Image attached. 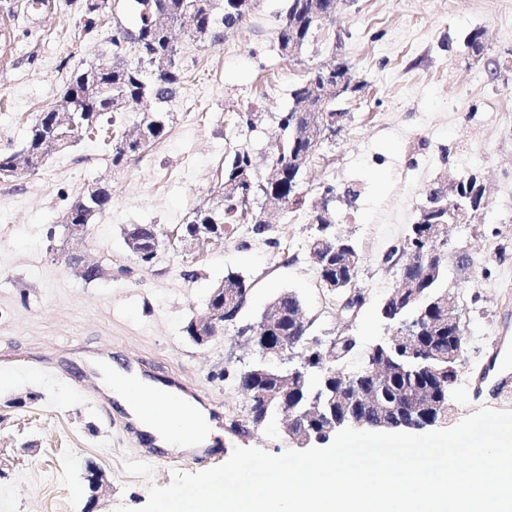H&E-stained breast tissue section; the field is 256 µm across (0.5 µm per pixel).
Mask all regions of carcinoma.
I'll return each mask as SVG.
<instances>
[{"label":"carcinoma","mask_w":512,"mask_h":512,"mask_svg":"<svg viewBox=\"0 0 512 512\" xmlns=\"http://www.w3.org/2000/svg\"><path fill=\"white\" fill-rule=\"evenodd\" d=\"M137 21L131 28L116 25L117 35L112 37V54L93 63H82L73 68L63 95H72L77 111L98 119L107 112H117L127 101H140L144 107L141 122L145 124L150 139L157 141L167 134L168 123L162 111V104L172 101L180 89L184 70L178 57V47L173 31L185 32L187 25L204 34L203 41L214 46L222 42L224 30L243 21L242 12L236 0H136ZM336 0H288L277 32L279 48L289 59L302 62L301 53L308 45L321 40L329 41L332 34L327 25L335 22ZM352 63L336 58L327 64L315 63L309 67L307 78L292 90V107L278 118L277 134L284 141V157L275 158L281 168L280 175L263 184L252 183L250 195L276 207H287L290 203H304L297 197L296 175L291 172L290 156L309 152L310 143L301 133L318 112H334L350 94L364 89V83L355 82L351 77ZM53 134L52 117L42 112L30 125L21 150L0 152V166H9L13 161L26 156L30 170L45 166L49 155L48 143ZM142 150L141 143L126 133L112 146L113 166H119L129 157ZM251 155L245 149H236L224 162V180L233 179L237 172L246 167ZM460 194H447L439 201L448 205L449 214L442 217L446 223L470 224L476 214L485 209L484 197L479 182L472 175L457 179ZM222 199V209L203 208L195 212L193 219L182 226L187 233L196 231L198 224H239L250 221L262 223V213L245 211L240 195L224 193V184L216 190ZM86 211L82 196H77L69 206L62 221L76 223L85 219ZM310 217L318 225L320 234L310 242V251L320 253L317 240L330 237L327 229L333 224V217L327 201L311 203ZM402 280L417 284L420 292L419 303L429 307V316L440 323L429 327L418 343L401 352L389 351L396 369L385 380L363 379L358 389L376 394L378 403L353 405L350 394L336 400V411H358L371 426L387 430L401 429V421L413 413L420 402V395L434 398L436 406L421 411L439 420L448 413V394L460 375L461 358H453L458 343L450 340L448 318L432 305L440 297L448 295V269L443 267L430 280H425L422 267L416 262L399 263L394 266ZM270 309L281 313V319L271 328L268 335L253 340L254 348L275 346L286 343L299 354L297 367L305 371L304 378L291 381L297 388L294 403L308 404L325 389V374L342 369L358 345L357 337L343 332L335 336L329 347L322 349L308 343L309 328L298 324L293 316L301 311V301L292 293H282L273 301ZM277 370L264 371L254 367L246 373L241 369L235 374V383L240 390L250 391L252 401L245 403L241 414L231 422L233 430L249 425L263 416L268 418L279 414L277 408L263 404L259 395L272 388L279 380Z\"/></svg>","instance_id":"cac0c4a2"}]
</instances>
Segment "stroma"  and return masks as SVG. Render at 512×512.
<instances>
[{
    "instance_id": "1",
    "label": "stroma",
    "mask_w": 512,
    "mask_h": 512,
    "mask_svg": "<svg viewBox=\"0 0 512 512\" xmlns=\"http://www.w3.org/2000/svg\"><path fill=\"white\" fill-rule=\"evenodd\" d=\"M284 5L257 0L219 45L179 40L185 72L166 106L168 132L123 165L112 166L101 133L54 154L38 171L0 181V512H114L121 503L136 510L148 491L143 478L125 473L128 457L152 465L154 482L166 486L173 471L220 465L237 447L288 450L276 420L191 455L139 447L121 416L71 377L94 351L120 363L135 359L150 374L188 386L230 423L244 398L224 372L257 358L237 329L257 321L284 291L300 297L311 335L326 342L344 331L357 336L345 364L354 369L390 335L379 305L398 277L382 256L417 221L440 178L478 173L490 199L475 223L448 228V280L462 287L466 348L450 410L437 426H453L483 406L512 409V397L472 385L492 355L512 376V207L505 203L512 197V80H490L484 65L488 57L512 59V0H348L336 16L341 48L302 54L325 61L339 53L365 84L343 101L342 130L308 161L299 184L309 200L326 185L336 189L333 229L364 257L360 283L368 298L355 319L342 318L319 285L309 250L316 227L303 206L271 213L261 233L249 224L226 227L196 256L171 242L147 269L127 250L130 225L170 234L196 209L216 207L214 188L232 149H248L258 169L270 163L277 119L304 75L278 46ZM80 23L78 0L0 19V151L17 150L35 117L57 104L70 77L64 57L96 60L110 51L117 26L134 25V0H120L114 18L92 32ZM475 30L484 33L482 59L466 47ZM95 181L109 182L112 204L78 247L111 258L112 273L87 282L66 264L59 223ZM463 253L473 268L459 270ZM186 270L193 279L183 278ZM230 271L247 277L252 291L237 322L198 346L185 328ZM500 344L505 354H496ZM90 465L110 484L95 504L85 480Z\"/></svg>"
}]
</instances>
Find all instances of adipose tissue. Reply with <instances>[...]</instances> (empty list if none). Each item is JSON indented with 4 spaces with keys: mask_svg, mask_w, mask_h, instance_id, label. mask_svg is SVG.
<instances>
[{
    "mask_svg": "<svg viewBox=\"0 0 512 512\" xmlns=\"http://www.w3.org/2000/svg\"><path fill=\"white\" fill-rule=\"evenodd\" d=\"M112 372L124 376L121 385H112V395L154 444L168 450L204 448L213 445L217 430L209 413L184 396H154L155 385L136 373L113 364Z\"/></svg>",
    "mask_w": 512,
    "mask_h": 512,
    "instance_id": "ef3b65f1",
    "label": "adipose tissue"
}]
</instances>
